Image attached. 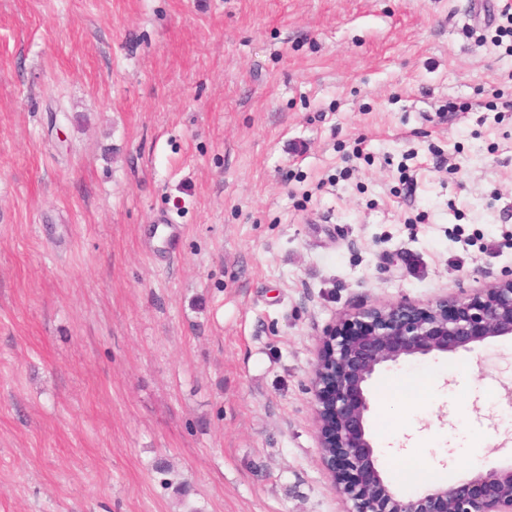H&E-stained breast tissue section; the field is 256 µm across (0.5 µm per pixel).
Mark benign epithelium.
Masks as SVG:
<instances>
[{"instance_id":"7a95c632","label":"benign epithelium","mask_w":512,"mask_h":512,"mask_svg":"<svg viewBox=\"0 0 512 512\" xmlns=\"http://www.w3.org/2000/svg\"><path fill=\"white\" fill-rule=\"evenodd\" d=\"M508 335L512 278L466 297L371 305L338 319L325 334L310 384L322 462L344 512H512L511 466L461 485L399 494L379 471L365 431V389L382 368Z\"/></svg>"}]
</instances>
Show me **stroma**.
<instances>
[{
  "instance_id": "obj_1",
  "label": "stroma",
  "mask_w": 512,
  "mask_h": 512,
  "mask_svg": "<svg viewBox=\"0 0 512 512\" xmlns=\"http://www.w3.org/2000/svg\"><path fill=\"white\" fill-rule=\"evenodd\" d=\"M475 11L0 0V512H342L324 332L512 277V40ZM510 390L512 336L378 372L383 476L511 461Z\"/></svg>"
}]
</instances>
